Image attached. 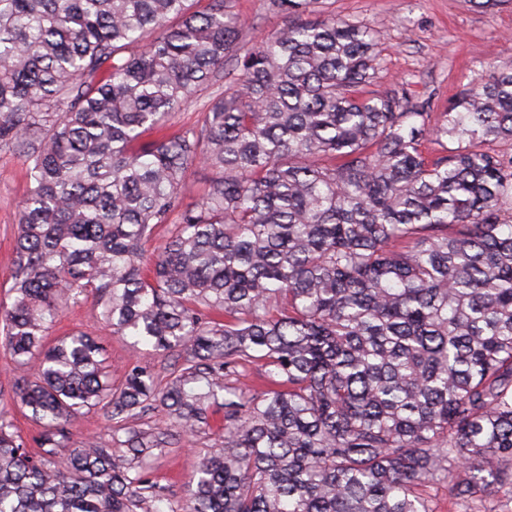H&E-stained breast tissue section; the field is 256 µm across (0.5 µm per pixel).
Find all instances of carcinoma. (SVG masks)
Wrapping results in <instances>:
<instances>
[{"instance_id":"cac0c4a2","label":"carcinoma","mask_w":512,"mask_h":512,"mask_svg":"<svg viewBox=\"0 0 512 512\" xmlns=\"http://www.w3.org/2000/svg\"><path fill=\"white\" fill-rule=\"evenodd\" d=\"M199 2L0 0V148L29 179L0 333L37 430L32 449L0 416V512H433L440 483L492 512L512 491V152L491 147L512 144V70L439 119L403 88L362 96L366 26L244 49L227 0ZM219 83L201 124L162 134ZM82 300L177 355L166 383L138 362L113 383L84 332L48 342ZM255 361L263 389L238 383ZM93 408L111 441L73 442ZM202 433L168 506L155 452ZM211 176V171L200 165L193 167L188 172L181 188V196L185 204H195L201 201Z\"/></svg>"}]
</instances>
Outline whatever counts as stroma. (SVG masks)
Returning a JSON list of instances; mask_svg holds the SVG:
<instances>
[{
  "mask_svg": "<svg viewBox=\"0 0 512 512\" xmlns=\"http://www.w3.org/2000/svg\"><path fill=\"white\" fill-rule=\"evenodd\" d=\"M228 6L242 22L239 43L246 47L260 43L290 21L288 15L272 9L269 0H229ZM312 15H333L371 28L381 50L371 93L405 85L413 99L427 102L437 116L490 72L512 69V0H498L497 5L484 8L473 0H315ZM27 187L23 160L0 149V300L6 298L10 286L18 211ZM72 331L86 332L100 343L116 379L136 360L162 377L175 361L174 356L150 347L132 351L85 301L67 308L49 335L55 338ZM17 377L9 352L0 346V414L12 417L19 434L28 440L34 428L14 400ZM211 442V436L201 434L156 454L153 476L169 499H188V478L198 463L196 451Z\"/></svg>",
  "mask_w": 512,
  "mask_h": 512,
  "instance_id": "obj_1",
  "label": "stroma"
}]
</instances>
